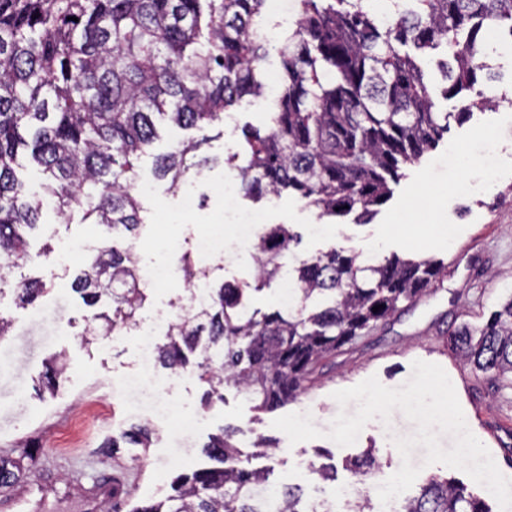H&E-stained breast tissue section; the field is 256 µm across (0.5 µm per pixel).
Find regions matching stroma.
<instances>
[{
  "label": "stroma",
  "instance_id": "obj_1",
  "mask_svg": "<svg viewBox=\"0 0 512 512\" xmlns=\"http://www.w3.org/2000/svg\"><path fill=\"white\" fill-rule=\"evenodd\" d=\"M502 81L485 85L500 95L496 107L475 110L463 124H451L448 134L417 164L404 168L393 195L370 223L353 218H318L315 209L292 194L252 202L237 197L234 172L226 158L241 142L245 123L259 125L274 111L281 80L277 50L262 64L265 90L245 99L223 124L210 129V141L200 152L214 158L212 168L197 177L191 189L202 194L200 208L182 207L181 192L154 180L152 157L165 152L187 131L160 122V134L150 155L140 161L139 187L147 223L132 246L140 265L160 273L136 328L82 345L81 333L90 326V312L71 291L74 270L103 244L99 228L73 218L63 224L43 213L32 251L51 245L49 256L23 266V274L40 278L49 293L38 308L16 307L10 294L0 295V314L15 328L0 341V455L20 459L23 486L32 487L25 503L11 506L0 495V512H85L79 490L92 488L102 472L119 475L127 489L119 499L120 512L163 499L170 481L181 473L206 467L202 448L210 435L225 426L242 428L238 446L251 451L256 437L272 444L269 456L253 459L254 467H269L278 484H298L304 499L315 505L334 498L346 512L353 493L351 476L338 472L324 482L310 464L342 463L371 447L380 466L369 477L366 492L373 512H402L403 498L382 505L377 488L401 466L393 437L415 431L401 412L390 424L372 419L356 443L339 447L321 437L290 444L273 425L290 413H310L314 424L329 430L339 411L354 414L355 404L340 408L333 392L377 377L389 388L403 385L411 364L423 360L440 365L451 378L470 431L488 448L500 472L512 479V387L476 373L449 347L448 335L458 326H479L500 304L512 297V53L499 57ZM257 213L263 224H286L301 233L297 248L283 254L280 275L263 290L252 293V308H277L286 281L294 277L299 260L332 247L363 258L396 254L443 262L445 273L416 303H401L398 312L354 344L325 359L311 382L276 412L259 411L251 398L225 389L222 403L207 408L205 390L196 376L175 378L161 391L138 378L137 343L141 333L154 330L156 317L173 318L188 303L183 272L175 254L190 249L198 266L209 272L210 283L252 281L256 246L225 239L224 227ZM203 239L218 240L209 250L197 249ZM65 354L68 368L51 394L37 395L34 385L44 363ZM148 424L155 430L150 448L126 444L111 448L131 426Z\"/></svg>",
  "mask_w": 512,
  "mask_h": 512
}]
</instances>
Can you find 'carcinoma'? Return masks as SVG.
Instances as JSON below:
<instances>
[{
	"label": "carcinoma",
	"instance_id": "obj_1",
	"mask_svg": "<svg viewBox=\"0 0 512 512\" xmlns=\"http://www.w3.org/2000/svg\"><path fill=\"white\" fill-rule=\"evenodd\" d=\"M296 0L297 18L281 40L282 79L276 109L261 126L241 128L240 150L225 163L242 197L296 194L322 216L355 215L369 223L392 195L401 170L418 163L471 115L469 93L500 79L492 53L512 48V0ZM264 0H0V294L33 307L49 292L38 279L9 276L31 254L29 238L49 204L64 224L74 214L99 226L105 244L77 269L72 291L91 311L92 336L129 329L149 297L132 245L145 224L137 192L138 161L167 120L197 136L153 156L156 179L178 189L214 163L198 151L205 131L246 97L263 93L260 62L270 39ZM78 21H73V18ZM435 61L440 96L458 102L440 112L427 61ZM36 165L40 191L18 170ZM301 235L276 224L261 238L255 286L222 282L203 308L168 324L155 367L172 377L192 368L207 386L203 404L224 401V387L245 390L256 409L296 398L319 363L415 302L443 275L432 259L384 257L372 264L333 247L300 262L294 300L249 310L281 270ZM179 262L187 281L205 278L190 250ZM111 309L97 311L102 296ZM381 306L378 311L373 307ZM450 345L482 373L512 375V296L481 327H462ZM67 369L55 356L37 380L54 391ZM152 429L123 434L145 448ZM227 426L204 447L213 465L171 482L172 494L133 512H317L302 488L269 492L270 471L242 457ZM378 466L373 449L345 462L363 478ZM403 512H490L467 488L430 478Z\"/></svg>",
	"mask_w": 512,
	"mask_h": 512
}]
</instances>
